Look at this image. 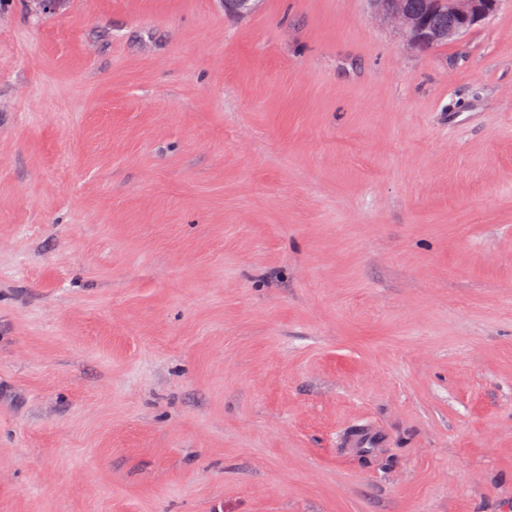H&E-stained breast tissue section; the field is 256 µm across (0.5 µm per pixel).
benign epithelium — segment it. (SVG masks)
Here are the masks:
<instances>
[{"label": "benign epithelium", "instance_id": "1", "mask_svg": "<svg viewBox=\"0 0 512 512\" xmlns=\"http://www.w3.org/2000/svg\"><path fill=\"white\" fill-rule=\"evenodd\" d=\"M503 0H371L376 13L404 38L411 49L432 50L452 41L487 20ZM448 12V23L439 25L433 15Z\"/></svg>", "mask_w": 512, "mask_h": 512}]
</instances>
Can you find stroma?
Instances as JSON below:
<instances>
[{"label": "stroma", "mask_w": 512, "mask_h": 512, "mask_svg": "<svg viewBox=\"0 0 512 512\" xmlns=\"http://www.w3.org/2000/svg\"><path fill=\"white\" fill-rule=\"evenodd\" d=\"M0 512H512V0H0ZM376 13L404 38L409 48L432 50L487 20L503 0H371ZM448 12V23L436 24L433 15ZM383 432L373 426L362 425L345 436L346 448H376L383 440Z\"/></svg>", "instance_id": "stroma-1"}]
</instances>
